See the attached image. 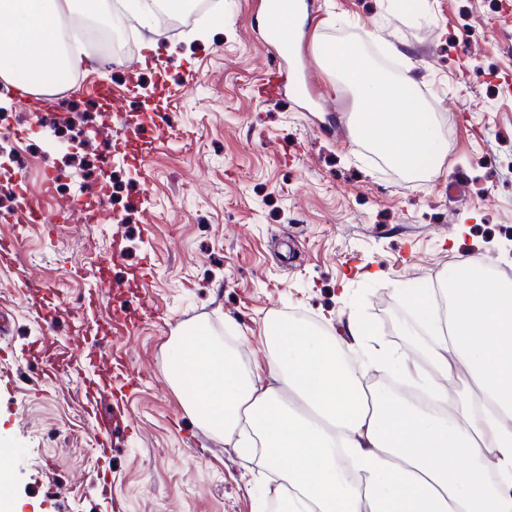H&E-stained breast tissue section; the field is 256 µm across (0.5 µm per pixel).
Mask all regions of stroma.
Here are the masks:
<instances>
[{"instance_id": "obj_1", "label": "stroma", "mask_w": 512, "mask_h": 512, "mask_svg": "<svg viewBox=\"0 0 512 512\" xmlns=\"http://www.w3.org/2000/svg\"><path fill=\"white\" fill-rule=\"evenodd\" d=\"M296 46L274 48L260 0H211L203 20L167 34L141 27L131 61L96 55L73 80L112 83L117 110L73 94L10 93L0 81V146L19 152L15 176L38 192L45 175L64 199L96 202V224H26L21 200L0 191V239L16 240L0 267V469L10 512H112L97 474L112 472L123 512H260L272 483L223 437L195 423L169 385V340L205 324L239 358L264 368L265 326L299 320L350 343L348 324L369 325L364 349L384 348L424 367L426 336L410 341L404 297L443 277L453 258L480 256L512 278V0H301ZM210 32L193 40L195 30ZM358 40L366 59L412 79L447 140L439 176L406 182L377 150L340 128L357 107L316 52ZM286 66L294 89L260 92ZM154 93L168 126L153 132L144 165L116 144ZM93 314L82 308L88 294ZM130 333L109 337L115 316ZM38 336L95 363L105 391L132 417L112 430L100 459L77 377L49 375L21 357ZM138 371L128 393L115 361ZM112 497V498H113Z\"/></svg>"}]
</instances>
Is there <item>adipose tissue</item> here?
<instances>
[{
	"label": "adipose tissue",
	"mask_w": 512,
	"mask_h": 512,
	"mask_svg": "<svg viewBox=\"0 0 512 512\" xmlns=\"http://www.w3.org/2000/svg\"><path fill=\"white\" fill-rule=\"evenodd\" d=\"M102 0H0V79L45 93L82 62L79 34L58 35L64 15H98ZM359 102L355 136L407 180L438 175L448 145L411 80L365 61L359 42L320 47ZM447 306L423 289L406 303L432 338L428 405L365 382L350 358L364 323L342 344L295 321L269 326L258 372L210 336L178 329L167 376L186 413L244 460L277 478L278 512H512V279L486 277L482 260L457 263ZM467 396L452 410L438 379Z\"/></svg>",
	"instance_id": "ef3b65f1"
}]
</instances>
